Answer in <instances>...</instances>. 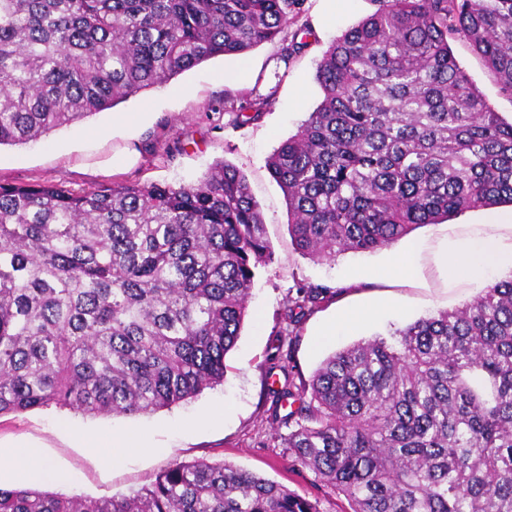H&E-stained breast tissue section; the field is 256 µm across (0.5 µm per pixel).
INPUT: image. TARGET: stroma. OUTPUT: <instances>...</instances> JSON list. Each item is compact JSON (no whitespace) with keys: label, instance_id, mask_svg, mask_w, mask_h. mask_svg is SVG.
Segmentation results:
<instances>
[{"label":"stroma","instance_id":"1","mask_svg":"<svg viewBox=\"0 0 512 512\" xmlns=\"http://www.w3.org/2000/svg\"><path fill=\"white\" fill-rule=\"evenodd\" d=\"M377 8L375 0H305L298 24L311 34L304 51L282 61L281 41L245 54L217 57L119 102L113 109L58 128L40 140L0 147V184L61 182L73 191L120 183L188 185L217 161L242 171L261 206L272 245L236 346L227 355L222 385L169 409L145 414L88 416L48 408L0 418V449L27 442L42 448L57 482L0 475V487L50 490L64 496H129L148 487L178 461L227 463L287 486L315 501L320 512H341L342 498L315 474L295 464L281 446L289 432L287 407H274L270 382L310 380L324 359L350 345L392 334L419 318L463 306L512 268L478 271L456 279L437 264L456 242L495 237L512 243V206L468 210L450 220L423 225L389 247L344 253L315 261L295 250L287 230L283 193L266 161L307 118L321 99L317 66L329 46ZM453 55L489 105L512 120V95L503 92L472 45L455 38ZM276 88L272 105L256 121L237 120L224 109V94H263ZM415 270L400 273L401 254ZM323 286L332 298L302 319L289 344V358L272 367L280 344L283 312L297 288ZM379 307V315L335 336L321 337L328 322L343 314ZM109 430L139 435L142 448L120 461L88 448L85 436Z\"/></svg>","mask_w":512,"mask_h":512}]
</instances>
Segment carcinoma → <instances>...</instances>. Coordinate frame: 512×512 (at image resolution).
Here are the masks:
<instances>
[{
	"instance_id": "obj_1",
	"label": "carcinoma",
	"mask_w": 512,
	"mask_h": 512,
	"mask_svg": "<svg viewBox=\"0 0 512 512\" xmlns=\"http://www.w3.org/2000/svg\"><path fill=\"white\" fill-rule=\"evenodd\" d=\"M304 0H0V146L110 109L217 56L274 40ZM324 55L323 100L268 158L293 245L388 247L424 224L512 204V122L450 54L467 40L512 94V0H376ZM234 99L256 120L273 101ZM272 246L245 176L192 185H0V417L169 408L224 382ZM326 289L300 287L296 329ZM282 437L344 512H512V278L325 359ZM0 512H320L229 464L175 462L143 491L0 488Z\"/></svg>"
}]
</instances>
